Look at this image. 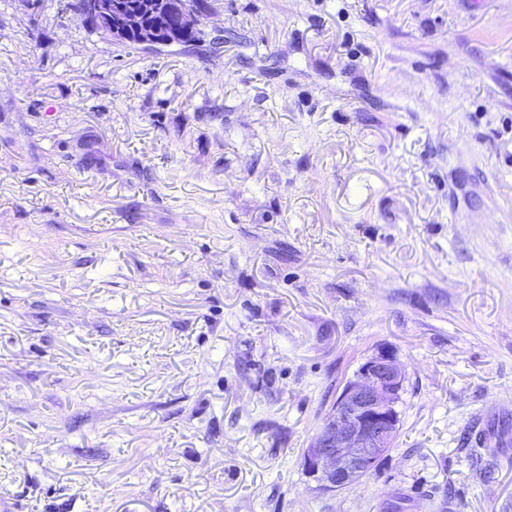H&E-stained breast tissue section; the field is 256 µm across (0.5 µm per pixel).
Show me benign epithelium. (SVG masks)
I'll return each mask as SVG.
<instances>
[{"mask_svg": "<svg viewBox=\"0 0 512 512\" xmlns=\"http://www.w3.org/2000/svg\"><path fill=\"white\" fill-rule=\"evenodd\" d=\"M162 5L180 25H199L201 12L193 0H163ZM84 7L104 36L117 38L133 31L141 47L174 44L147 21L152 7L148 0L135 11L121 0H84ZM403 381L395 354L381 351L345 383L305 455L308 474L319 489L336 491L369 474L379 454L391 447L399 429Z\"/></svg>", "mask_w": 512, "mask_h": 512, "instance_id": "obj_1", "label": "benign epithelium"}]
</instances>
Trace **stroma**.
<instances>
[{
    "instance_id": "35a3bbf8",
    "label": "stroma",
    "mask_w": 512,
    "mask_h": 512,
    "mask_svg": "<svg viewBox=\"0 0 512 512\" xmlns=\"http://www.w3.org/2000/svg\"><path fill=\"white\" fill-rule=\"evenodd\" d=\"M207 3L148 51L0 0V497L512 512V0ZM382 349L396 438L320 490ZM403 381L395 354L381 351L345 383L305 455L319 489L336 491L369 474L375 462L376 468L399 429Z\"/></svg>"
}]
</instances>
